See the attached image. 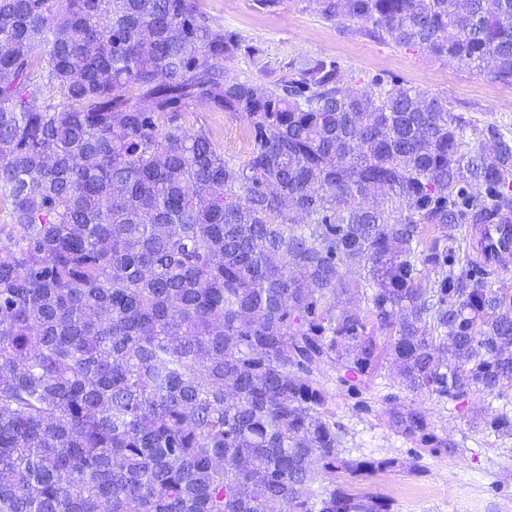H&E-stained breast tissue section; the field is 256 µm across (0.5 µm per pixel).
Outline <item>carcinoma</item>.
Listing matches in <instances>:
<instances>
[{"label": "carcinoma", "mask_w": 512, "mask_h": 512, "mask_svg": "<svg viewBox=\"0 0 512 512\" xmlns=\"http://www.w3.org/2000/svg\"><path fill=\"white\" fill-rule=\"evenodd\" d=\"M315 2L512 84V0ZM242 54L198 0H0V512H389L311 489L392 465L345 455L313 368L370 373L381 331L413 394L512 384V290L455 274L450 234L512 221V131L467 143L448 98L323 59L228 78ZM189 111L184 112L188 128L194 131L202 128L207 131L214 145L235 162L248 160L252 141L245 122L230 112H211L201 108H191Z\"/></svg>", "instance_id": "cac0c4a2"}]
</instances>
